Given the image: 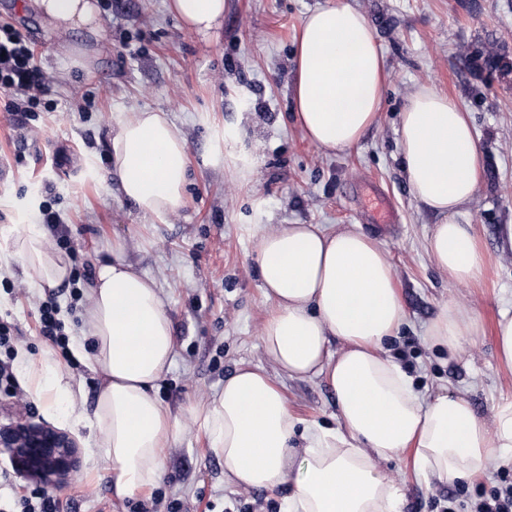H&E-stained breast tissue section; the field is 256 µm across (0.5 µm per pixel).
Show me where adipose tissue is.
Returning a JSON list of instances; mask_svg holds the SVG:
<instances>
[{
  "mask_svg": "<svg viewBox=\"0 0 512 512\" xmlns=\"http://www.w3.org/2000/svg\"><path fill=\"white\" fill-rule=\"evenodd\" d=\"M58 33L96 30V0H34ZM224 0H168L188 31L206 33L224 14ZM291 99L295 119L315 146L354 148L379 120L386 88L384 58L366 16L346 4L305 19L295 42ZM403 167L415 197L442 221L425 249L454 281H479L488 256L465 207L474 198L481 153L466 112L423 86L401 114ZM112 182L146 218L176 215L189 181L188 144L163 112L119 117L109 142ZM29 285L54 288L71 273L69 255L27 224L8 247ZM112 245L86 290L84 327L73 341L100 380L92 415H74L76 394L52 354L21 360L28 392L44 415L70 430L89 429L87 447L123 500L159 482L165 451L186 424L199 427L224 461L226 483L243 488L289 486L280 512H401L402 479L383 462L409 452L416 478L469 481L491 461L512 464V400L491 420L448 390L421 394L386 344L406 319L395 271L381 244L349 224H279L257 236L263 295L272 304L259 336L266 366H242L205 402L174 416L157 395L173 363L176 340L164 294ZM482 326L468 310L444 305L430 341L458 355ZM325 376L336 395L333 427L307 423L288 409L281 377Z\"/></svg>",
  "mask_w": 512,
  "mask_h": 512,
  "instance_id": "1",
  "label": "adipose tissue"
}]
</instances>
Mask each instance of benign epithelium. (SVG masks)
<instances>
[{"instance_id": "7a95c632", "label": "benign epithelium", "mask_w": 512, "mask_h": 512, "mask_svg": "<svg viewBox=\"0 0 512 512\" xmlns=\"http://www.w3.org/2000/svg\"><path fill=\"white\" fill-rule=\"evenodd\" d=\"M0 452L9 456L18 476L47 490L57 488L80 464L77 444L67 433L28 421L0 425Z\"/></svg>"}]
</instances>
